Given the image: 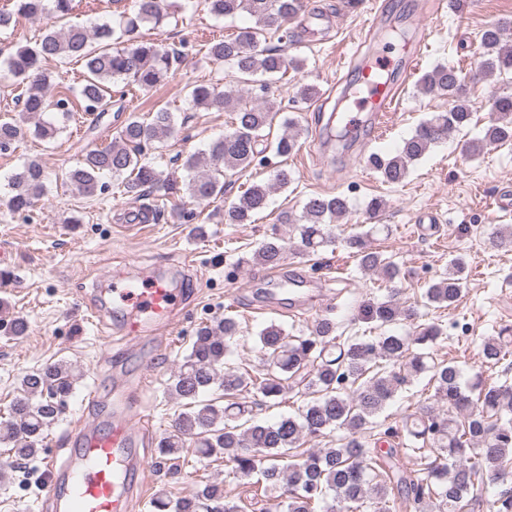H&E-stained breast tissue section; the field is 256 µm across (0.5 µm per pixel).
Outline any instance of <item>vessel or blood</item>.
Here are the masks:
<instances>
[{
  "instance_id": "vessel-or-blood-1",
  "label": "vessel or blood",
  "mask_w": 512,
  "mask_h": 512,
  "mask_svg": "<svg viewBox=\"0 0 512 512\" xmlns=\"http://www.w3.org/2000/svg\"><path fill=\"white\" fill-rule=\"evenodd\" d=\"M407 27L414 39L404 43L399 63L367 58L359 66L358 79L367 95L345 115L352 138L379 133L397 103L401 80L409 79L416 69L430 33L416 15L408 18ZM395 68L400 80L380 79V72ZM110 293L116 316L113 329L128 344L142 346L173 332L176 291L165 275L149 273L137 287L117 277L111 281ZM145 385V380L133 383L115 373L108 421L76 424L68 437L71 450L66 458L46 454L45 499L53 512H132L143 499L144 461L135 451L139 430L133 423L130 395Z\"/></svg>"
}]
</instances>
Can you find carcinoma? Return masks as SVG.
Instances as JSON below:
<instances>
[{
  "mask_svg": "<svg viewBox=\"0 0 512 512\" xmlns=\"http://www.w3.org/2000/svg\"><path fill=\"white\" fill-rule=\"evenodd\" d=\"M217 17L234 18L247 13L255 26L242 27L228 39L214 41L206 48L210 61L230 63L246 83L247 93L267 92L274 76L291 67L302 68L296 58L287 59L279 50L262 45L261 24L290 20L299 0H207ZM16 12L0 11V30L16 23L15 16L47 19L34 42L19 46L0 63L3 76L25 85L21 116L38 118L35 134L51 137L60 131L55 121L70 118L66 97L48 102L50 79L41 64L48 60H74L84 64L85 75L79 94L83 111L98 119L108 111L111 85L127 81L143 90L154 88L173 73L181 51L175 47L142 39L140 28L155 26L169 17L167 0H136L131 16L92 28L71 25L59 29L56 22L70 15L73 0H17ZM506 22L487 26L480 38L478 75L489 79L512 71V43L505 40ZM424 95L442 93L451 107L422 121L399 151L382 157L371 154L368 162L390 184L402 182L409 165L453 132L468 128L474 104L459 71L436 66L418 83ZM199 108L232 109L233 130L212 143L208 156L189 155L183 167L190 172L180 184L157 165L145 160L147 146L178 135L175 116L160 108L148 120L130 116L118 136L105 147L86 153L67 176L72 190L86 197L108 189L106 175L122 179L124 193L136 200L162 191L164 195H186L196 206L208 205L224 195L229 172L256 165L260 154L271 151L278 158L294 154L301 127L297 120L285 123V132L268 140L271 109L241 95L232 96L214 84H199L188 94ZM56 109L51 120L41 116ZM21 134L16 121L0 123V150L9 148ZM512 141V94L498 96L492 118L480 138L464 142V151L478 155L485 146ZM264 148H259V145ZM42 165L30 160L9 181L7 203L17 212L34 207L46 192ZM291 182L284 167L274 170L268 182L251 184L231 203L224 218L234 224H249L269 205L277 188ZM348 213L341 195H312L300 215L284 213L281 223L300 238L302 247L313 253L335 243L333 224ZM373 229L349 235L344 247L358 259L360 268L374 272L390 284L401 277L393 260L370 247ZM494 247L512 249V226L499 224L491 233ZM287 242L272 232L254 251V261L277 267L285 259ZM465 260L454 258L448 271L428 285L425 304L451 308L462 298ZM360 319L383 329L377 336L337 334L338 323L331 316L320 318L310 333L292 335L281 324L271 322L257 334V347L265 373L247 378L230 365V344L239 324L224 315L200 326L189 353L173 375L171 393L184 411L176 430L158 442L160 458L181 454L185 439L195 440L197 453L207 459H224L232 464L236 477L248 479L267 498L264 512H470L476 501L475 489L491 492L490 512H512V384L486 385L480 378L464 379L453 361H437L433 347L443 335L436 323H424L411 333L386 332L415 317L412 307L394 299L360 307ZM481 354L496 365L512 355V328L483 341ZM425 373L433 382L434 397L441 407L423 406L419 414L407 417L402 427L377 421L383 409L411 379ZM75 374L66 361L47 363L21 378L23 395L0 416V445L10 448L17 460L32 458L40 451L45 434L58 420L74 390ZM224 397L253 389L263 399L277 401L295 387L312 396L296 415L274 423L253 418L249 406L232 402L220 406L205 398L213 387ZM343 432L334 448L305 450L307 440ZM387 443L381 453L377 448ZM411 452L413 467L400 463V452ZM152 512H242V507L224 496V483L206 482L191 493L171 498L158 493L150 502Z\"/></svg>",
  "mask_w": 512,
  "mask_h": 512,
  "instance_id": "cac0c4a2",
  "label": "carcinoma"
}]
</instances>
